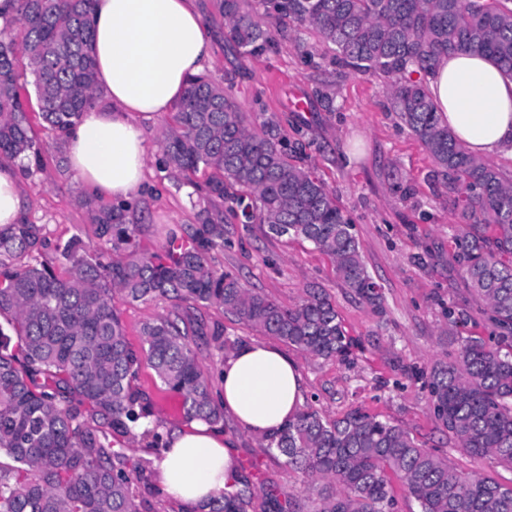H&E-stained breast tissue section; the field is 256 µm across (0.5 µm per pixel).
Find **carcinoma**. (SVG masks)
<instances>
[{
  "instance_id": "obj_1",
  "label": "carcinoma",
  "mask_w": 512,
  "mask_h": 512,
  "mask_svg": "<svg viewBox=\"0 0 512 512\" xmlns=\"http://www.w3.org/2000/svg\"><path fill=\"white\" fill-rule=\"evenodd\" d=\"M235 47L261 52L264 17L313 29L346 64L395 78L391 107L448 182L462 277L500 335L466 337L455 356L427 373L433 414L455 447L512 470V177L472 155L448 129L424 81L438 61L469 52L512 79V0H275L265 16L248 0H215ZM18 28L0 31V159L40 162L33 120L58 140L96 107L91 0H16ZM33 76L39 112L26 111L19 58ZM419 75L413 79L412 75ZM231 87L203 74L187 88L160 134L162 163L185 178L202 172L208 205L194 224L166 228L162 254L140 246L121 206L85 202L99 248L80 238L55 245L68 271L39 261L44 228L0 226V318L17 336L0 344V512H144L137 484L155 460H132L112 433L165 445L148 398L134 385L142 363L182 397L189 419L224 425L192 348L203 335L201 307L218 306L296 349L322 359L347 355L351 338L329 296L312 288L295 306L246 288L211 264L226 243L224 214L259 224L271 237L311 242L329 256L344 286L383 314L382 294L364 264L350 218L324 181L288 158L280 141L249 127ZM131 302L163 297L171 314L141 330L133 347L112 292ZM307 485L312 512H397L394 482L419 512H512V483L459 472L404 428L355 408L336 419L302 411L264 438ZM254 492L240 477L209 512H250Z\"/></svg>"
}]
</instances>
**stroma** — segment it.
<instances>
[{
	"instance_id": "1",
	"label": "stroma",
	"mask_w": 512,
	"mask_h": 512,
	"mask_svg": "<svg viewBox=\"0 0 512 512\" xmlns=\"http://www.w3.org/2000/svg\"><path fill=\"white\" fill-rule=\"evenodd\" d=\"M267 24L271 43L262 54L248 55L214 22L213 54L204 71L214 83L232 85L251 127L270 130L291 149L294 163L314 172L336 195L354 225L365 266L381 287L384 312L375 314L345 288L330 259L310 242L272 238L259 225L232 219L226 226L230 246L213 253L216 267L285 307L298 304L306 289L325 290L353 347L344 358L313 357L209 307L198 312L207 333L196 337L194 346L202 370L218 374L228 341L279 346L302 376L304 409L329 418L364 409L407 429L459 471L511 482L512 470L455 448L436 421L424 386L427 369L448 360L460 338L491 333L455 257L446 181L435 175L422 144L391 110L390 78L343 65L312 30L272 18ZM296 92L305 108L290 106ZM160 128L157 121L145 128V189L133 218L143 245L156 252L164 245V225L194 223L205 204L194 186L159 170ZM34 132L45 151L41 167L22 177L29 222L44 225L50 242L79 237L97 245L85 193L73 173L59 166L64 145L48 129L38 126ZM112 306L136 347L142 344L141 326L172 310L167 300L132 303L118 292ZM216 328L223 330V342L210 337ZM136 385L150 400L162 432L184 425L181 397L166 390L150 366H142ZM224 436L238 473L256 484H273L279 498L296 497L303 512H310L306 482L279 452H264L260 440L229 415Z\"/></svg>"
}]
</instances>
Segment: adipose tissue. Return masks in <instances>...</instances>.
Masks as SVG:
<instances>
[{
  "instance_id": "adipose-tissue-1",
  "label": "adipose tissue",
  "mask_w": 512,
  "mask_h": 512,
  "mask_svg": "<svg viewBox=\"0 0 512 512\" xmlns=\"http://www.w3.org/2000/svg\"><path fill=\"white\" fill-rule=\"evenodd\" d=\"M91 11L104 103L67 133L66 156L85 192L122 204L144 189L145 125L173 110L188 78L210 61L212 37L191 0H92ZM428 88L471 153L512 147V80L489 58L465 52L441 58ZM28 208L16 166L0 163V225L20 223ZM220 397L246 431L271 436L299 414L302 377L278 349L245 343L224 362ZM157 470L165 493L188 512H198L236 478L223 431L197 419L171 434Z\"/></svg>"
}]
</instances>
